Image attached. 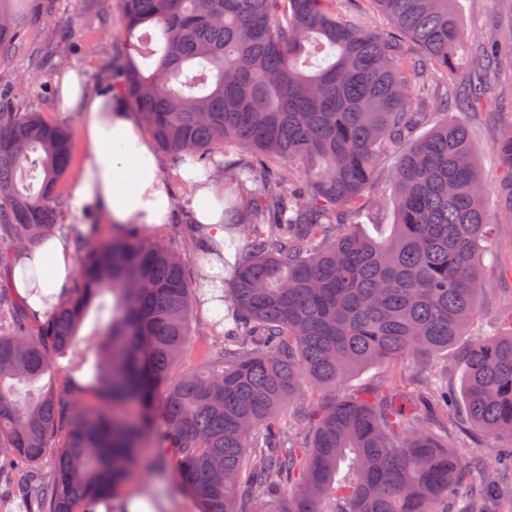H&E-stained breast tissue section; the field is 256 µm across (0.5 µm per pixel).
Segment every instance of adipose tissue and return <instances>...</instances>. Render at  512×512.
Wrapping results in <instances>:
<instances>
[{
    "label": "adipose tissue",
    "instance_id": "1",
    "mask_svg": "<svg viewBox=\"0 0 512 512\" xmlns=\"http://www.w3.org/2000/svg\"><path fill=\"white\" fill-rule=\"evenodd\" d=\"M60 106L83 116L84 166L72 187L69 226L57 229L34 249L13 254L5 269L8 285L26 310L44 319L62 301L76 274L75 233L72 221L85 213L104 214L116 226L138 224L149 231L170 223L176 201L165 177V162L141 122L112 88L86 86L78 71L60 81ZM190 207L203 238H224V185L216 179L196 183L186 170Z\"/></svg>",
    "mask_w": 512,
    "mask_h": 512
}]
</instances>
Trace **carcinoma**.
Wrapping results in <instances>:
<instances>
[{
	"instance_id": "carcinoma-1",
	"label": "carcinoma",
	"mask_w": 512,
	"mask_h": 512,
	"mask_svg": "<svg viewBox=\"0 0 512 512\" xmlns=\"http://www.w3.org/2000/svg\"><path fill=\"white\" fill-rule=\"evenodd\" d=\"M17 2L0 0V55L26 37ZM357 2L121 0L111 78L173 169L224 176V243L200 241L187 212L178 225L224 259L230 288L224 316L198 324L189 258L92 224L75 287L43 321L0 288V475L27 512H94L154 465L141 457L154 435L201 512H512V332L471 340L457 394L427 358L477 312L493 234L466 128L449 118L404 149L390 238L355 230L380 152L421 119L409 75L455 69L461 23L454 0H371L393 26L383 36ZM311 53L325 63L307 68ZM479 56L456 73L460 108L507 59ZM498 149L512 208V136ZM71 155L66 123L0 88V266L62 226ZM28 171L35 189L20 187ZM94 308L108 319L90 378L62 381ZM196 334L203 363L172 377ZM375 363L395 368L391 384L325 398ZM460 403L475 437L450 448L436 429ZM501 438L486 462L482 442Z\"/></svg>"
}]
</instances>
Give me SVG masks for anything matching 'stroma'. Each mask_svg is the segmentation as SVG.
I'll return each instance as SVG.
<instances>
[{"mask_svg": "<svg viewBox=\"0 0 512 512\" xmlns=\"http://www.w3.org/2000/svg\"><path fill=\"white\" fill-rule=\"evenodd\" d=\"M120 0H27V38L21 49L0 56V78L13 80L12 92L21 102L36 108L52 122L67 123L73 140L69 169L60 184L62 193H70L83 166L82 122L79 114L59 111L53 90L64 70L81 69L88 86L106 81L113 56L120 47L122 16ZM464 32L459 52L463 69L477 66L478 46L502 39L512 32V0H458ZM452 81H423L411 77L409 94L415 111L432 113L434 121H443L437 103L450 95ZM461 121L477 157L481 180L487 187L486 208L495 224L490 252L498 268L484 276L483 286L489 301L475 317L464 336L448 352L434 354L433 360L448 366V384L456 386L460 372L456 363L470 339L501 330L497 317L499 303L512 297V212L501 204V167L496 148L502 135L512 129V60L488 83L475 111L461 114ZM399 159L395 148L384 149L372 195L378 200L360 220L359 228L381 240L391 233L396 214L387 199L391 193V174ZM128 489L147 490L171 503L170 512H198L197 504L180 486L173 458H166L156 470L137 475Z\"/></svg>", "mask_w": 512, "mask_h": 512, "instance_id": "1", "label": "stroma"}]
</instances>
